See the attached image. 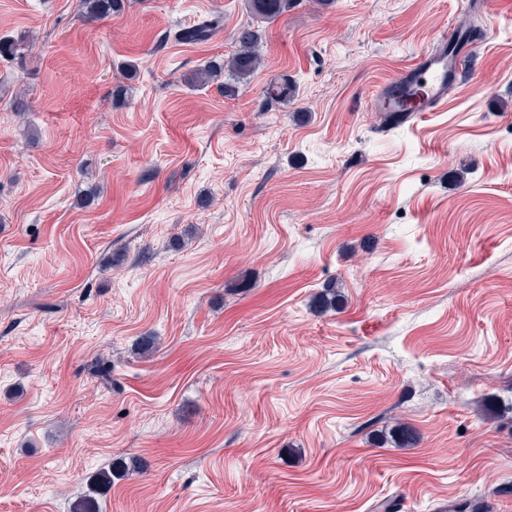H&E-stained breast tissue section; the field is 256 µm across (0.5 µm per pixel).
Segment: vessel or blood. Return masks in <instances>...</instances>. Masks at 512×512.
<instances>
[{
	"label": "vessel or blood",
	"instance_id": "1",
	"mask_svg": "<svg viewBox=\"0 0 512 512\" xmlns=\"http://www.w3.org/2000/svg\"><path fill=\"white\" fill-rule=\"evenodd\" d=\"M451 37V30H443L415 65L398 72L371 97V108L386 113L390 123L397 126L413 114L441 107L448 98L451 75L464 70L472 56L468 49L450 53Z\"/></svg>",
	"mask_w": 512,
	"mask_h": 512
}]
</instances>
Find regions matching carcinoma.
Instances as JSON below:
<instances>
[{
    "mask_svg": "<svg viewBox=\"0 0 512 512\" xmlns=\"http://www.w3.org/2000/svg\"><path fill=\"white\" fill-rule=\"evenodd\" d=\"M293 0H246V8L252 18L260 23H270L278 19L292 7ZM82 11L90 20L118 15L125 10L126 0H81ZM220 30V17L204 19L182 27L175 32V39L186 44H194L211 39ZM235 53L226 60H211L200 68L183 76L182 82L188 87L205 85L223 73L229 79L224 81V96H236L239 84L246 82L262 64L263 44L259 30L251 24L240 26L234 33ZM26 40L23 37H0V58L21 60L25 56ZM296 86L286 78L276 80L267 88V98L286 103L295 98ZM315 301L325 310L340 311L345 306V298L336 287L326 288ZM394 442L406 448L414 445L416 434L406 425H396L393 430ZM142 471L141 464L132 459L119 462L108 469H101L92 476L89 490L76 497L70 512H101L98 497L112 488L120 480L135 472Z\"/></svg>",
    "mask_w": 512,
    "mask_h": 512,
    "instance_id": "1",
    "label": "carcinoma"
}]
</instances>
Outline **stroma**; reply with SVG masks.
I'll return each mask as SVG.
<instances>
[{"label":"stroma","mask_w":512,"mask_h":512,"mask_svg":"<svg viewBox=\"0 0 512 512\" xmlns=\"http://www.w3.org/2000/svg\"><path fill=\"white\" fill-rule=\"evenodd\" d=\"M251 20L0 0V37L33 41L0 58V512H70L130 457L102 512H512V0H297L235 97L183 85ZM451 24L478 54L387 125L367 97ZM332 282L346 308L316 311ZM398 421L415 447L375 442ZM220 30V17L204 19L182 27L175 32V39L186 44H194L211 39ZM140 471L141 464L134 459L130 462L112 463L109 469L99 470L92 476L88 492L80 494L72 502L70 512H101L100 502L96 496H102L116 481L126 479Z\"/></svg>","instance_id":"35a3bbf8"}]
</instances>
